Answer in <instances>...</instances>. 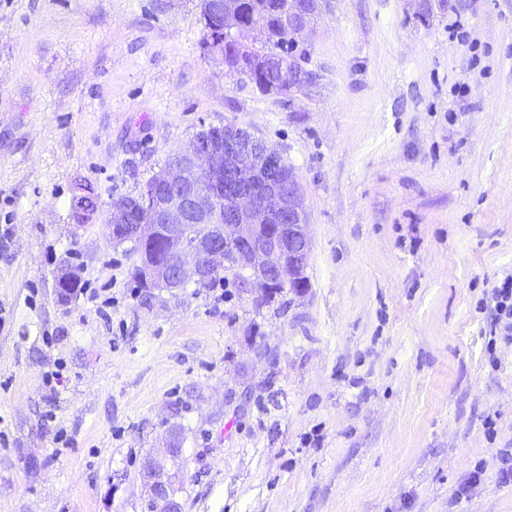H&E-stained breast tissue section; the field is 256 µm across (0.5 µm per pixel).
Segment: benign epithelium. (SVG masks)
I'll list each match as a JSON object with an SVG mask.
<instances>
[{"mask_svg":"<svg viewBox=\"0 0 512 512\" xmlns=\"http://www.w3.org/2000/svg\"><path fill=\"white\" fill-rule=\"evenodd\" d=\"M224 34L228 41L243 44L262 34V28L240 21L235 0H224ZM311 79L301 62L288 61L287 86L265 87L269 93L288 95ZM205 129L183 151L184 158L162 169L153 187L137 196H123L118 207L109 211L111 237L115 241L142 240L149 233L145 224H125L131 210L150 212L161 219L159 230L164 257L148 265V279L154 288H180L188 283L203 284L226 267L247 270L249 287L261 288L268 296L279 285L292 279L290 260L299 266L309 250L302 189L295 175H285L279 154L248 131L233 128L226 141L229 160L220 164L211 149L198 148V140L209 137ZM263 174L265 189L258 191L255 175ZM224 187L232 200L221 210L214 192ZM281 211L283 223H264L266 202ZM148 477L153 479L151 495L156 506L148 512H169L164 494L163 466L147 461Z\"/></svg>","mask_w":512,"mask_h":512,"instance_id":"7a95c632","label":"benign epithelium"}]
</instances>
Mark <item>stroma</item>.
Here are the masks:
<instances>
[{
	"label": "stroma",
	"mask_w": 512,
	"mask_h": 512,
	"mask_svg": "<svg viewBox=\"0 0 512 512\" xmlns=\"http://www.w3.org/2000/svg\"><path fill=\"white\" fill-rule=\"evenodd\" d=\"M204 37L198 0H0V512H145L151 455L181 512H512V0H321L287 96ZM229 123L302 187L307 291L141 290L112 198ZM492 321L487 344V350L492 356L491 364L498 366L496 353V338L504 344H512V275L506 276L499 285L494 286L491 292ZM484 473L483 468L476 464L474 469L468 472L465 478L456 485L452 494L454 501L469 498L476 488L481 485Z\"/></svg>",
	"instance_id": "obj_1"
}]
</instances>
